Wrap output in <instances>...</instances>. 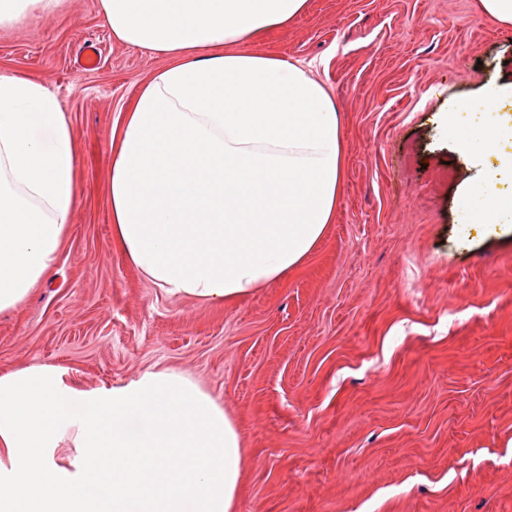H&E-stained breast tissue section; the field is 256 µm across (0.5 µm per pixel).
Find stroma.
<instances>
[{
  "instance_id": "1",
  "label": "stroma",
  "mask_w": 512,
  "mask_h": 512,
  "mask_svg": "<svg viewBox=\"0 0 512 512\" xmlns=\"http://www.w3.org/2000/svg\"><path fill=\"white\" fill-rule=\"evenodd\" d=\"M243 48L331 92L342 185L298 268L203 304L154 287L112 232V130L169 55L116 39L99 0L0 29V70L46 84L73 126L79 183L49 277L0 314V376L46 365L85 391L191 376L241 435L235 512H512V234L463 224L482 174L443 124L512 83V27L479 0H308Z\"/></svg>"
}]
</instances>
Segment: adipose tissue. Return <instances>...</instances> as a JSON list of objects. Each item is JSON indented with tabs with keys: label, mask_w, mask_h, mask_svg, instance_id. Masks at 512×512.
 Wrapping results in <instances>:
<instances>
[{
	"label": "adipose tissue",
	"mask_w": 512,
	"mask_h": 512,
	"mask_svg": "<svg viewBox=\"0 0 512 512\" xmlns=\"http://www.w3.org/2000/svg\"><path fill=\"white\" fill-rule=\"evenodd\" d=\"M306 0H100L121 42L174 56L112 134L109 201L130 261L171 295L223 303L282 279L330 224L342 131L326 86L243 42ZM447 131L492 174L465 188L467 223L510 233L512 84ZM78 198L77 139L55 93L0 72V313L48 275ZM72 450L59 465L61 445ZM239 431L191 377L142 372L79 392L57 370L0 376V512H235Z\"/></svg>",
	"instance_id": "obj_1"
}]
</instances>
